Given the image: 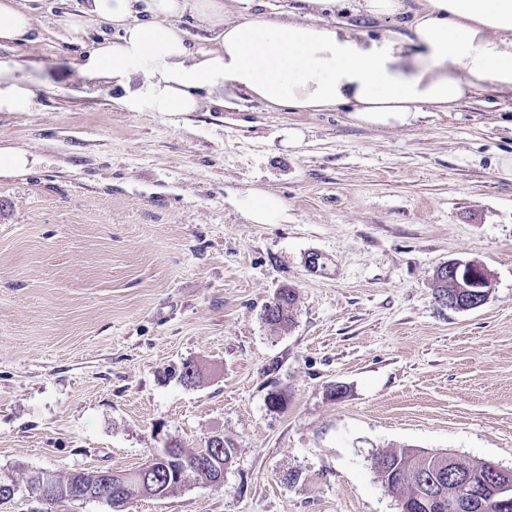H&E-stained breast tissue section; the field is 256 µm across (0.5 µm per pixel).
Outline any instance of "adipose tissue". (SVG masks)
<instances>
[{
    "instance_id": "1",
    "label": "adipose tissue",
    "mask_w": 512,
    "mask_h": 512,
    "mask_svg": "<svg viewBox=\"0 0 512 512\" xmlns=\"http://www.w3.org/2000/svg\"><path fill=\"white\" fill-rule=\"evenodd\" d=\"M270 18L254 0H89L56 23L74 39L101 26L81 77L123 89L129 111L195 112L239 96L277 110L347 107L358 125H412L453 111L476 92L512 94V0H360L375 18L406 16L405 33L379 39L324 20L339 0H296ZM207 33L188 39L184 18ZM29 0H0V44L27 42ZM21 63L0 61V112H28L34 95Z\"/></svg>"
}]
</instances>
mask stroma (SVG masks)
Returning a JSON list of instances; mask_svg holds the SVG:
<instances>
[{"mask_svg":"<svg viewBox=\"0 0 512 512\" xmlns=\"http://www.w3.org/2000/svg\"><path fill=\"white\" fill-rule=\"evenodd\" d=\"M38 0L29 112H0V147L35 165L0 178V512L54 508L25 487L144 464L168 439L235 450L220 486L188 481L126 512H400L370 459L447 449L512 469V96L476 94L408 127L346 109L129 112L78 78L90 39ZM253 189L285 216L255 224ZM318 268H310V256ZM492 276L475 309L442 306L437 269ZM293 323L262 320L283 286ZM190 362L196 386L169 368Z\"/></svg>","mask_w":512,"mask_h":512,"instance_id":"stroma-1","label":"stroma"}]
</instances>
